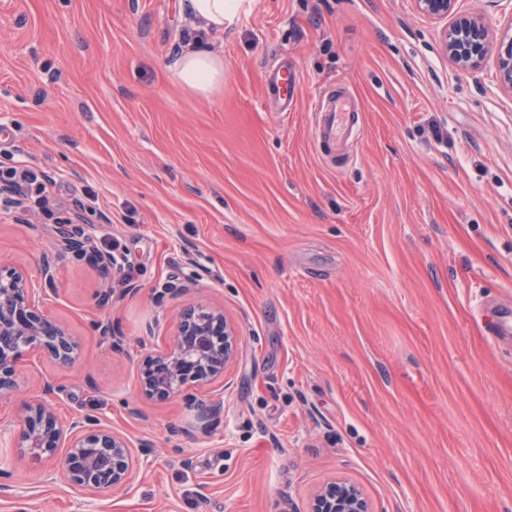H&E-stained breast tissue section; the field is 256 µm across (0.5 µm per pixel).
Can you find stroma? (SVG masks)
I'll return each instance as SVG.
<instances>
[{"label":"stroma","mask_w":512,"mask_h":512,"mask_svg":"<svg viewBox=\"0 0 512 512\" xmlns=\"http://www.w3.org/2000/svg\"><path fill=\"white\" fill-rule=\"evenodd\" d=\"M455 12L512 26V0ZM449 24L413 0H245L221 33L182 0H0V162L63 202L1 213L0 259L80 347L72 365L30 357L0 401V512H307L337 478L370 512H512V93L493 61L441 52ZM195 39L224 61L205 96L168 69ZM284 58L302 83L280 118L265 80ZM339 82L364 135L331 168L312 104ZM66 218L119 271L56 252ZM125 279L135 293L100 307ZM171 280L192 288L158 298ZM199 305L239 336L229 388L195 393L224 396L205 435L137 372ZM104 316L121 349L92 328ZM46 378L61 424L148 442L125 489L92 496L22 456L13 423ZM43 177V172L25 165L23 161H15L10 166L0 163V181L3 180L17 186L25 185L29 190L40 192L43 188L41 182Z\"/></svg>","instance_id":"1"}]
</instances>
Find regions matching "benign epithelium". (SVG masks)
<instances>
[{"label":"benign epithelium","instance_id":"7a95c632","mask_svg":"<svg viewBox=\"0 0 512 512\" xmlns=\"http://www.w3.org/2000/svg\"><path fill=\"white\" fill-rule=\"evenodd\" d=\"M456 0H415L428 16L446 17ZM491 37L484 24L462 17L443 32L441 48L458 67L479 66L490 52ZM500 85L512 92V27L503 31L494 55ZM55 246L95 263L104 270L120 269L122 257L93 247L92 225L61 221L54 226ZM238 352V336L220 311L202 306L185 309L177 332L163 349L145 356L138 364L142 396L160 401L188 390L204 389L225 380L227 367ZM37 353L59 364L78 359L76 343L69 331L44 313L35 289L24 271L0 263V399L20 390L19 363ZM56 386L43 382L41 398L27 406L17 424L23 456L32 463L59 458L69 481L91 493L107 494L124 488L145 443H133L126 435L96 419L78 417L68 428L57 420L52 403ZM197 411L200 429L209 430L219 404L187 401ZM111 459L107 466L96 463L99 454ZM309 512H369L361 490L348 482H330L314 495Z\"/></svg>","mask_w":512,"mask_h":512}]
</instances>
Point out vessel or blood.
Here are the masks:
<instances>
[{
    "mask_svg": "<svg viewBox=\"0 0 512 512\" xmlns=\"http://www.w3.org/2000/svg\"><path fill=\"white\" fill-rule=\"evenodd\" d=\"M300 77L289 62L269 70L266 79V105L269 111L284 116L293 111ZM361 105L348 86L326 89L314 104L315 136L319 147L350 160L352 148L362 135L356 119Z\"/></svg>",
    "mask_w": 512,
    "mask_h": 512,
    "instance_id": "obj_1",
    "label": "vessel or blood"
}]
</instances>
